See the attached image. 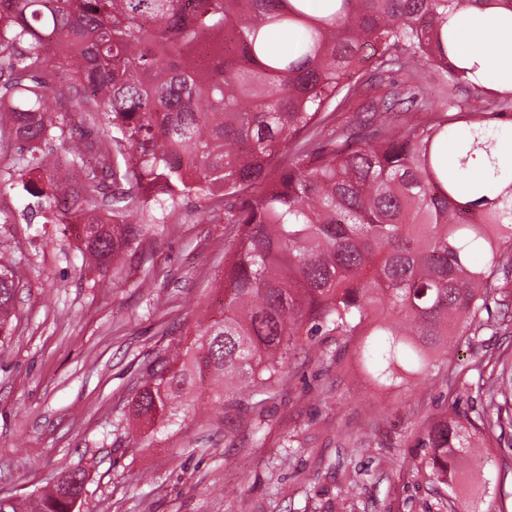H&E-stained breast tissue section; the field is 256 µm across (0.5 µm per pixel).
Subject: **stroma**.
<instances>
[{
  "label": "stroma",
  "instance_id": "stroma-1",
  "mask_svg": "<svg viewBox=\"0 0 512 512\" xmlns=\"http://www.w3.org/2000/svg\"><path fill=\"white\" fill-rule=\"evenodd\" d=\"M437 110L449 93L423 69ZM17 143L0 145V265L18 286L10 342L0 346V497L23 498L60 472L82 470L81 512H512V427L484 428L492 464L460 459L475 494L438 484L423 462L427 426L456 397L483 413L479 374L512 359V316L491 297L477 334L434 355L416 383L382 387L358 342L310 338L266 395L238 384L211 399V378L187 391L195 406L172 424L143 426L133 399L167 348L221 320L224 252L235 235L205 198L185 201L131 250L117 279L83 264L62 225L31 215L8 180Z\"/></svg>",
  "mask_w": 512,
  "mask_h": 512
}]
</instances>
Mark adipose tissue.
Wrapping results in <instances>:
<instances>
[{
    "instance_id": "adipose-tissue-1",
    "label": "adipose tissue",
    "mask_w": 512,
    "mask_h": 512,
    "mask_svg": "<svg viewBox=\"0 0 512 512\" xmlns=\"http://www.w3.org/2000/svg\"><path fill=\"white\" fill-rule=\"evenodd\" d=\"M448 27L458 56L475 65L482 82L512 88V9L452 12Z\"/></svg>"
}]
</instances>
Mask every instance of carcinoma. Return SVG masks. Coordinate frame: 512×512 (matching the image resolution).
Masks as SVG:
<instances>
[{
    "instance_id": "1",
    "label": "carcinoma",
    "mask_w": 512,
    "mask_h": 512,
    "mask_svg": "<svg viewBox=\"0 0 512 512\" xmlns=\"http://www.w3.org/2000/svg\"><path fill=\"white\" fill-rule=\"evenodd\" d=\"M320 2L0 0V135L21 144L18 179L37 211L80 223L84 262L117 269L193 196L224 203L236 229L224 318L146 368L134 413L148 424L187 411L194 375L214 377L218 401L236 381L283 378L301 337L322 330L345 345L379 337L363 346L373 380L406 384L448 349V329L481 330L495 288L512 282V171L492 154L504 129L469 121L454 101L434 111L415 84L424 64L452 87L492 94L488 111L511 110L512 90L475 83L456 58L448 12L512 0ZM395 74L409 119H389L397 98L367 109L372 139L331 126L365 76ZM100 115L112 135L90 140L85 126ZM478 157L493 168L491 191L450 174ZM15 294L0 266L1 343ZM478 390L501 418L504 382L481 377ZM451 409L425 439L445 486L483 420ZM0 512L71 503L53 484L34 499L0 498Z\"/></svg>"
}]
</instances>
